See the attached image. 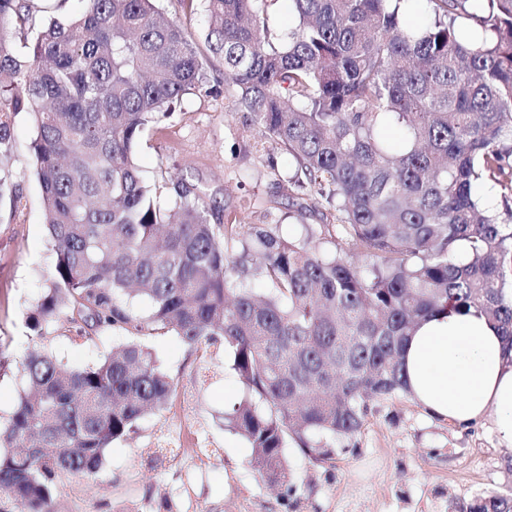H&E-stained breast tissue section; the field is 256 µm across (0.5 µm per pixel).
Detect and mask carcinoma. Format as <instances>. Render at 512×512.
<instances>
[{
    "label": "carcinoma",
    "mask_w": 512,
    "mask_h": 512,
    "mask_svg": "<svg viewBox=\"0 0 512 512\" xmlns=\"http://www.w3.org/2000/svg\"><path fill=\"white\" fill-rule=\"evenodd\" d=\"M421 1L427 23L407 22ZM85 2L46 22L35 0H0V194L19 199L5 162L9 117L25 112L55 255L26 318L33 346L0 348V378L25 383L0 427V512H55L60 474L98 473L141 416L172 405L179 382L147 346L161 332L203 358L224 345L246 391L224 421L271 483L288 477V445L327 457L370 400L406 392L401 350L426 316L475 311L512 361V209L475 193L490 180L512 195V0H288L296 22L278 37L271 0H206L242 111L295 160L300 188L336 203L334 236L308 224L288 239L224 223L180 181L142 180L140 136L203 85V62L157 0ZM10 22L35 32L28 53ZM140 293L146 317L129 305ZM60 324L129 341L66 367L42 345ZM454 512H512V493Z\"/></svg>",
    "instance_id": "obj_1"
}]
</instances>
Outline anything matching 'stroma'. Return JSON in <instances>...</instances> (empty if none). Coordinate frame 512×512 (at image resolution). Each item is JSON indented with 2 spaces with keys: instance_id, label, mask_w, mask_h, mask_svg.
<instances>
[{
  "instance_id": "1",
  "label": "stroma",
  "mask_w": 512,
  "mask_h": 512,
  "mask_svg": "<svg viewBox=\"0 0 512 512\" xmlns=\"http://www.w3.org/2000/svg\"><path fill=\"white\" fill-rule=\"evenodd\" d=\"M165 15L182 26L197 46L207 73L206 90L184 95L174 112L139 140L135 162L149 182L180 180L198 187L224 217L261 224L284 237L304 225L332 224L336 210L292 182L295 164L274 141L261 138L247 113L224 85V64L208 50L204 0H160ZM12 181L18 203L0 198V345L14 355L31 347L26 317L50 276L54 254L44 222L41 187L30 143L27 113L10 119ZM122 338L104 331L85 344L58 327L45 347L69 367L97 362ZM149 347L158 363L190 387L200 367L211 382L195 389L192 424L181 408L146 414L127 439L114 442L95 476H60L56 512H448L485 491H512V450L501 446L490 425L460 429L425 414L405 394L371 401L359 433L332 440L331 458L313 460L286 448L288 482L269 486L250 463L248 442L224 425V413L244 396L223 345L207 362L190 355L175 335ZM179 431L182 455L151 460L161 432Z\"/></svg>"
}]
</instances>
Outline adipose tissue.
Here are the masks:
<instances>
[{
  "mask_svg": "<svg viewBox=\"0 0 512 512\" xmlns=\"http://www.w3.org/2000/svg\"><path fill=\"white\" fill-rule=\"evenodd\" d=\"M401 362L410 398L431 417L467 427L490 420L512 447V363L484 316L440 312L420 322Z\"/></svg>",
  "mask_w": 512,
  "mask_h": 512,
  "instance_id": "obj_1",
  "label": "adipose tissue"
}]
</instances>
